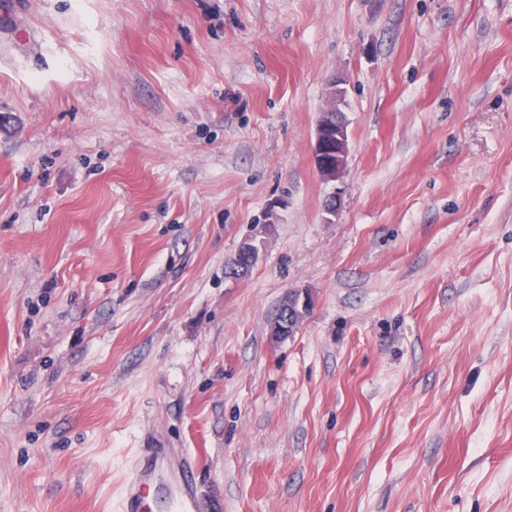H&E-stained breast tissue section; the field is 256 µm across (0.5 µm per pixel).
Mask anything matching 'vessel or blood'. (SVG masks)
<instances>
[{
	"mask_svg": "<svg viewBox=\"0 0 512 512\" xmlns=\"http://www.w3.org/2000/svg\"><path fill=\"white\" fill-rule=\"evenodd\" d=\"M195 466L190 456L172 463L164 448L152 449L146 459L135 460L122 492L120 512H199Z\"/></svg>",
	"mask_w": 512,
	"mask_h": 512,
	"instance_id": "1",
	"label": "vessel or blood"
}]
</instances>
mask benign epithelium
Returning a JSON list of instances; mask_svg holds the SVG:
<instances>
[{
    "instance_id": "obj_1",
    "label": "benign epithelium",
    "mask_w": 512,
    "mask_h": 512,
    "mask_svg": "<svg viewBox=\"0 0 512 512\" xmlns=\"http://www.w3.org/2000/svg\"><path fill=\"white\" fill-rule=\"evenodd\" d=\"M345 79L342 77H333L330 80V92L326 102V107L321 112L315 131L314 144V163L321 177L334 182L344 169L341 162L329 164L321 158L324 144L330 137V134H336V156H347L348 136L346 116L341 109L345 97ZM266 228H261L253 236L247 239L239 248V253L249 258L250 264H255L260 255L262 244V234ZM311 303L309 298L301 296L298 292L288 293V300L285 302L275 321L272 323L270 335L275 338L292 336L297 331L300 323L309 312Z\"/></svg>"
}]
</instances>
